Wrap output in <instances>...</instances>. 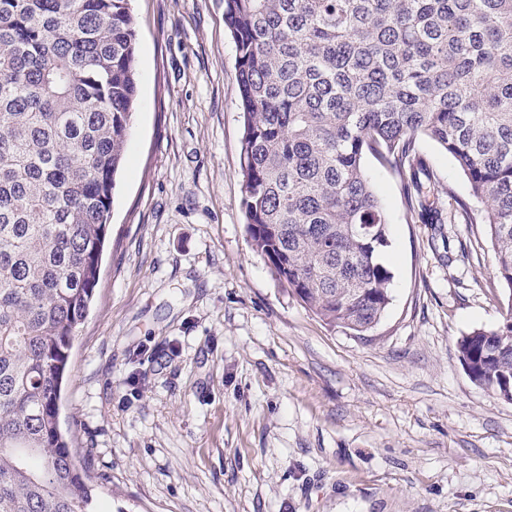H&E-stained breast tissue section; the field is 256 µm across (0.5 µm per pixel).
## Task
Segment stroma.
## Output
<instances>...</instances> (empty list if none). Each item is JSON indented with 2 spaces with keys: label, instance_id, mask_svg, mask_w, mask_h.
<instances>
[{
  "label": "stroma",
  "instance_id": "obj_1",
  "mask_svg": "<svg viewBox=\"0 0 512 512\" xmlns=\"http://www.w3.org/2000/svg\"><path fill=\"white\" fill-rule=\"evenodd\" d=\"M223 2L131 0L139 95L60 415L99 512H512V403L457 351L512 301L484 225L410 216L367 158L390 304L366 339L320 321L248 242Z\"/></svg>",
  "mask_w": 512,
  "mask_h": 512
}]
</instances>
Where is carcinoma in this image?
<instances>
[{
  "label": "carcinoma",
  "instance_id": "obj_1",
  "mask_svg": "<svg viewBox=\"0 0 512 512\" xmlns=\"http://www.w3.org/2000/svg\"><path fill=\"white\" fill-rule=\"evenodd\" d=\"M254 253L324 324L366 336L390 301L388 216L365 155L438 214L425 137L484 205L503 323L461 337L512 402V0H224ZM130 0H0V512H96L59 424L99 286L138 96Z\"/></svg>",
  "mask_w": 512,
  "mask_h": 512
}]
</instances>
